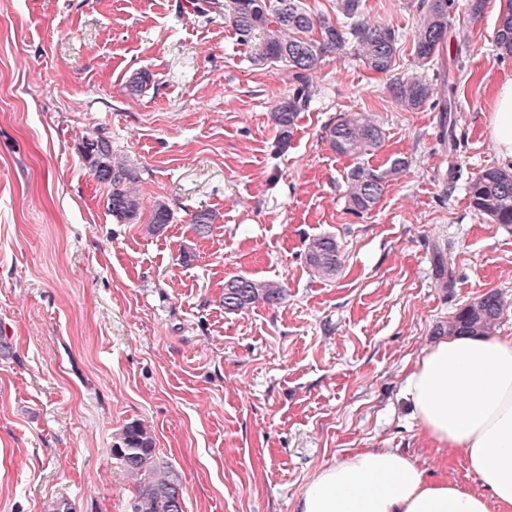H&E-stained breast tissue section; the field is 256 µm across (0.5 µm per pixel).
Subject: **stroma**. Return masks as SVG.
<instances>
[{
	"instance_id": "1",
	"label": "stroma",
	"mask_w": 512,
	"mask_h": 512,
	"mask_svg": "<svg viewBox=\"0 0 512 512\" xmlns=\"http://www.w3.org/2000/svg\"><path fill=\"white\" fill-rule=\"evenodd\" d=\"M418 2L364 0V15L400 33L399 74L459 79L451 114L405 109L389 76L329 55L283 145L270 112L294 89L287 68L257 62L261 33L242 40L202 0H0V512H131L111 447L135 421L178 472L184 512H297L314 474L361 448L479 489L461 454L422 440L404 378L487 292L512 335V224L476 216L466 190L501 165L488 116L512 59L494 45L501 0L475 21L455 0L439 58L417 67ZM142 70L152 82L131 93ZM345 112L383 129L369 167L408 162L360 216L345 198L356 161L325 139ZM88 134L137 171V220L109 212ZM159 201L171 221L154 234ZM323 235L342 259L330 281L306 261ZM238 275L287 297L226 311Z\"/></svg>"
}]
</instances>
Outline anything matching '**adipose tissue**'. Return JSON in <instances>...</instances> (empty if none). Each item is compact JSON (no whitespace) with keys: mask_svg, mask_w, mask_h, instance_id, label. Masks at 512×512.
Returning a JSON list of instances; mask_svg holds the SVG:
<instances>
[{"mask_svg":"<svg viewBox=\"0 0 512 512\" xmlns=\"http://www.w3.org/2000/svg\"><path fill=\"white\" fill-rule=\"evenodd\" d=\"M489 128L512 165V81L495 92ZM404 396L427 442L461 453L482 489L427 478L407 454L362 449L320 469L298 512H512V336H451L406 377Z\"/></svg>","mask_w":512,"mask_h":512,"instance_id":"ef3b65f1","label":"adipose tissue"}]
</instances>
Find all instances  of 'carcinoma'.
Returning <instances> with one entry per match:
<instances>
[{"label":"carcinoma","mask_w":512,"mask_h":512,"mask_svg":"<svg viewBox=\"0 0 512 512\" xmlns=\"http://www.w3.org/2000/svg\"><path fill=\"white\" fill-rule=\"evenodd\" d=\"M455 0H419V20L413 39V58L421 67L434 64L452 18ZM229 22L242 38L258 31L263 43L257 61L281 64L288 69L297 87L292 96L272 111L279 139L286 144L293 136L299 113L308 109L312 94L308 72L323 57L352 48L354 55L370 70L388 74L396 70L400 34L385 23H374L363 16V0H336L334 14L309 12L302 0H231ZM500 58H512V0H504L495 36ZM459 81L446 80L439 86L418 77L393 76L388 90L391 97L407 109L422 107L432 96L447 110L454 100ZM327 143L339 155L359 161L347 176L348 210L363 214L378 203L385 185L407 168L406 159L396 157L382 169H369L360 163L381 145L380 125L364 112L344 113L327 129ZM81 151L93 175L110 185L109 211L129 222L140 216L142 207L135 170L112 161L111 144L99 137L82 139ZM467 193L473 211L495 224H512V172L498 168L483 169L471 176ZM171 213L163 203L153 206L148 222L151 232L161 231L170 222ZM306 259L314 273L331 279L341 267L336 240L324 235L307 246ZM285 298L282 285L266 280L238 276L224 284L223 304L227 311H241L257 303L277 305ZM505 301L491 291L465 305L445 325L450 336L469 334L489 336L498 325ZM121 461L126 477L136 490L132 512H183L182 487L178 474L155 453L150 429L141 422L127 424L111 448Z\"/></svg>","instance_id":"carcinoma-1"}]
</instances>
